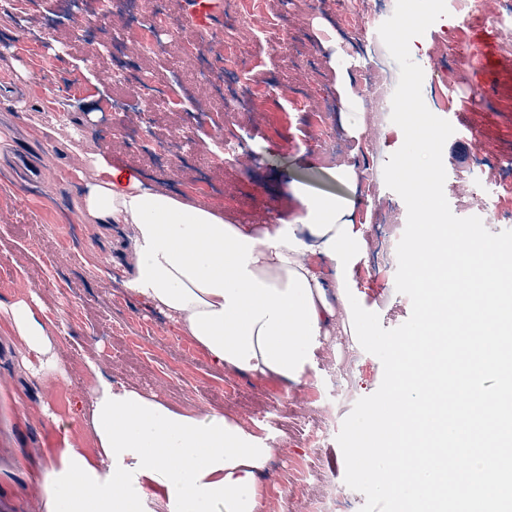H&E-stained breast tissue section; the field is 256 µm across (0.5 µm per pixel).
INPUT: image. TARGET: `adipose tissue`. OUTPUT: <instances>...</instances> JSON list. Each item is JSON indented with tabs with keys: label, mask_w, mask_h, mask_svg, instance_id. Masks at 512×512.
<instances>
[{
	"label": "adipose tissue",
	"mask_w": 512,
	"mask_h": 512,
	"mask_svg": "<svg viewBox=\"0 0 512 512\" xmlns=\"http://www.w3.org/2000/svg\"><path fill=\"white\" fill-rule=\"evenodd\" d=\"M79 208L92 223L126 232L132 269L121 284L164 315L214 365L301 383L337 309L351 310L342 277L361 238L351 206L310 197L297 224H230L201 201L158 190L135 170L88 155ZM42 379L60 374L58 347L31 304L5 306ZM99 448L89 455L57 422L62 446L41 486L46 512H265L261 477L272 443L229 426L223 413L172 410L155 398L98 379L88 394Z\"/></svg>",
	"instance_id": "1"
}]
</instances>
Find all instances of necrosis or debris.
Returning a JSON list of instances; mask_svg holds the SVG:
<instances>
[{"label": "necrosis or debris", "mask_w": 512, "mask_h": 512, "mask_svg": "<svg viewBox=\"0 0 512 512\" xmlns=\"http://www.w3.org/2000/svg\"><path fill=\"white\" fill-rule=\"evenodd\" d=\"M240 20V13L225 14V36L216 43L206 42L191 33L187 19L174 16L168 11L166 0H127L124 23L114 30L111 38L106 41L91 39L87 42L90 55L108 52L118 61L116 68L104 75L105 80L120 88L119 94L112 99L113 111H180V102L171 94L173 84L181 80L179 64H172L166 79L162 80L124 58L125 48L131 41L136 42L142 52L155 53L159 48L157 34L162 30L179 38L183 44L185 59L194 62L197 77L210 84L214 97L235 101L254 111L267 108L270 104L269 96L262 94L245 78L238 48L227 37L228 32L233 31ZM353 51L359 56H370L373 70L382 73L381 79L377 81L366 78L365 87L377 100L380 129L392 131L394 124L391 120V100L398 77L384 70L388 50L381 38L375 37L354 44ZM279 92L291 111L304 114L305 124L312 133V142L316 147L324 149L335 146L336 131L329 122L332 105L327 104L316 110L309 109L305 100L304 84L298 79L284 82L280 85ZM114 135L127 145L143 150L150 164L164 163L173 170L187 165L194 166L198 175L193 181L181 184V193L191 194L205 201L222 200V192L213 183L207 164L188 153V137L185 132L173 133L156 148L150 146L149 137L140 125L115 130ZM473 165L480 169H497L499 178L494 192L496 205L492 218L499 223H512V163L502 162L494 154L481 148L474 156Z\"/></svg>", "instance_id": "1"}]
</instances>
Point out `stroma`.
Returning a JSON list of instances; mask_svg holds the SVG:
<instances>
[{
    "label": "stroma",
    "mask_w": 512,
    "mask_h": 512,
    "mask_svg": "<svg viewBox=\"0 0 512 512\" xmlns=\"http://www.w3.org/2000/svg\"><path fill=\"white\" fill-rule=\"evenodd\" d=\"M263 8L276 28L258 36L244 20L231 33L240 45L244 71L252 85L273 93L279 57L288 56L303 68L310 106L335 103L333 118L341 137L336 153L311 147L309 129L288 107L265 112L238 107L232 129L248 141L251 158L239 167L225 163L214 149L206 119L210 113L223 114L224 104L211 98L207 84L189 70L173 88L185 109L157 113L155 140L164 141L177 128L189 133L194 154L204 158L224 189L220 211L229 223L293 221L303 214L301 197L308 194L352 200V219L366 247L374 245L379 212H388L396 231H404L406 206L383 179L384 164L402 146L403 132H378L377 103L360 79L365 62L353 54L351 39L338 35L334 0L319 11L313 0H263ZM454 17L459 28L469 31L476 49L458 58L453 33L440 20L417 37L425 54L420 62L422 97H431L435 62L447 61L452 105L443 117L454 133L443 149L445 195L456 216L482 218L495 205L498 172H475L458 155L475 126L482 132L483 147L512 157V37L498 34L492 17L482 12L458 11ZM2 37L14 46L0 55V88L14 90L20 106H0V302H38L40 319L49 322L59 341V363L67 378L31 380L19 338L0 320V512H45L39 478L61 445L54 418H74V443L94 450L93 432L81 410L85 394L101 376L112 379L115 387L155 396L177 411L221 412L229 424L274 441L279 453L264 480L268 512H306L309 499L333 488L342 495L339 512H360L365 497L344 482L345 462L336 438L315 450L307 442L311 427L339 399L334 375L344 377L357 399L374 393L383 378L380 360L352 346L343 333L347 314L337 312L339 327L323 337L315 367L302 383L214 367L190 337L129 298L120 281L98 272L107 261L127 262L128 252L119 231L88 223L80 212L71 171L79 167L81 154L68 151L74 131L55 117L71 106L100 112L113 93L102 78L112 67L111 57L86 55L64 0H14L11 8L0 9ZM37 66L44 71L43 86L23 82L21 70ZM483 88L490 91V101L471 106L470 96ZM138 121L133 113H108L106 122L92 123L84 134L81 153H101L115 165L147 171L144 155L112 136L113 127ZM41 126L54 127L55 137L35 138ZM21 154L33 160L36 180L15 167ZM350 165L360 180H374V195L363 196L337 179V171ZM25 191L36 192V200L16 207L15 196ZM59 206L68 221L56 218ZM366 266V259H359L347 273L349 289L365 309L379 315L383 328L400 326L411 314L409 298L397 292L394 274L373 276Z\"/></svg>",
    "instance_id": "35a3bbf8"
}]
</instances>
